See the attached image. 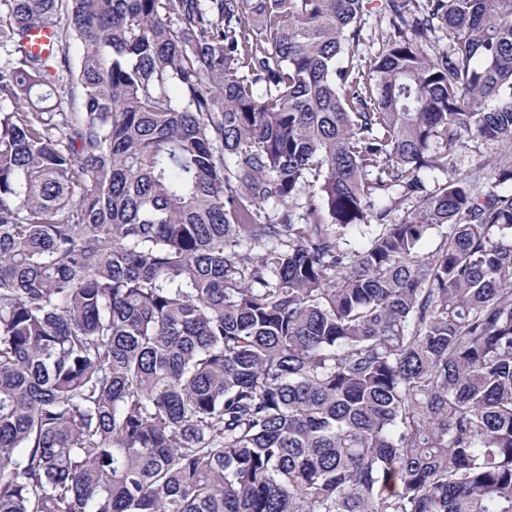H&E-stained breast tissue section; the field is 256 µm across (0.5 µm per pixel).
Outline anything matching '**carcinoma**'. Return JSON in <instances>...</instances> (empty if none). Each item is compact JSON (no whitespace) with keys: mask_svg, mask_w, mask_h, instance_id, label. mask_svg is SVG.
<instances>
[{"mask_svg":"<svg viewBox=\"0 0 512 512\" xmlns=\"http://www.w3.org/2000/svg\"><path fill=\"white\" fill-rule=\"evenodd\" d=\"M379 11L0 0V512H512V0ZM471 146L472 148L470 150L466 151V153L456 160L457 168L462 172L466 169H470L478 162H491L497 151L483 145L472 144ZM473 146L476 147L473 148Z\"/></svg>","mask_w":512,"mask_h":512,"instance_id":"carcinoma-1","label":"carcinoma"}]
</instances>
